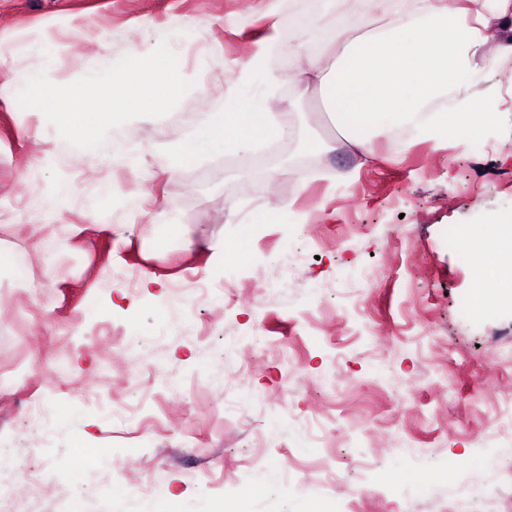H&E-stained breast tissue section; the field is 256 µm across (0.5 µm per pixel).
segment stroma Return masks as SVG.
<instances>
[{
    "label": "stroma",
    "mask_w": 512,
    "mask_h": 512,
    "mask_svg": "<svg viewBox=\"0 0 512 512\" xmlns=\"http://www.w3.org/2000/svg\"><path fill=\"white\" fill-rule=\"evenodd\" d=\"M306 1L303 46L336 6L366 10L0 0V252L27 270L0 268V512H337L340 475L364 491L355 512H501L492 467L512 463V433L482 430L512 395V366L492 361L512 308L467 307L473 268L448 235L512 212V0H487L475 98L498 114L481 139L401 152L383 134L373 164L296 91L286 44L271 80L244 74ZM165 36L195 87L101 149L18 103L30 74L69 84ZM234 95L294 112V141L176 162ZM285 203L306 223H257ZM191 278L215 293L177 297ZM37 404L46 438L25 419Z\"/></svg>",
    "instance_id": "35a3bbf8"
}]
</instances>
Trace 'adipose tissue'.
<instances>
[{"instance_id": "ef3b65f1", "label": "adipose tissue", "mask_w": 512, "mask_h": 512, "mask_svg": "<svg viewBox=\"0 0 512 512\" xmlns=\"http://www.w3.org/2000/svg\"><path fill=\"white\" fill-rule=\"evenodd\" d=\"M368 15L359 32L338 29L329 47L309 56L298 74L303 90L319 92L325 110L343 137L373 157L375 137L414 127L416 137L436 143L466 138L476 117L493 119L485 101L481 114L470 110L474 60L485 42L480 26L469 24L466 9L446 0H366ZM452 104L438 108L441 98ZM289 127L263 101L225 99L182 150L189 157L284 138ZM491 245L464 228L453 239L465 248L476 284L467 305L480 309L488 289L512 300V213L492 219Z\"/></svg>"}]
</instances>
